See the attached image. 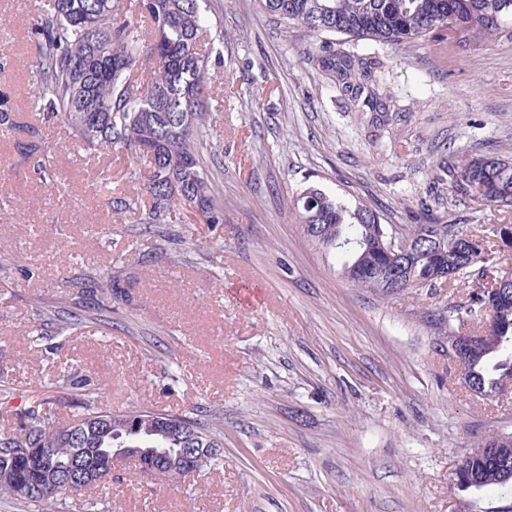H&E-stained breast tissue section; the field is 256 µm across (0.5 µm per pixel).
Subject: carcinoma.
<instances>
[{
	"label": "carcinoma",
	"instance_id": "1",
	"mask_svg": "<svg viewBox=\"0 0 512 512\" xmlns=\"http://www.w3.org/2000/svg\"><path fill=\"white\" fill-rule=\"evenodd\" d=\"M261 13L313 36L340 34L351 41L372 40L387 45L432 42L444 26L460 30L458 44L474 39L495 40L512 22V0H257ZM204 0H46L36 19L39 35L33 70L37 103L49 118L68 126L76 150L100 147L143 155L148 168L139 171L151 207L143 213L146 224H163L177 207L191 200L205 224L224 222L217 202L204 149L217 155L209 125L213 110L209 93L211 55L201 49L200 34L207 27ZM336 78L354 101L370 99L383 91L382 83L364 59L342 55ZM0 129L17 137L15 145L44 180H54L56 146L46 142L38 126L20 117L0 100ZM448 196L474 213L496 204L512 211V159L494 153L465 156L445 162ZM108 204L118 213L134 209L125 189L104 185ZM303 232L311 245L339 263L341 275L357 288L389 294L405 288H431L448 267H457L452 281L473 284L462 306L465 315L490 322L474 341L460 350L469 387L492 396L512 386V303L487 300L479 279L487 276V249L474 250L463 234L440 217L420 211L423 223L411 226L415 236L406 264L411 277L397 285L386 278L382 244L389 224L375 209L348 205L310 185L293 198ZM445 237L438 250L435 235ZM93 292L104 309L119 293L110 276L93 279ZM54 336H72L96 317H80L64 310L40 312ZM78 412L60 422L54 401L44 400L24 412L16 432L0 434V471L12 456L19 457L17 471L0 475V495L33 512H57L59 503L87 490L98 491L99 504L107 501L112 462L91 475L67 474L41 467L34 448L53 449L62 464L79 450L107 456L113 448L167 449L171 459L181 448L201 451L198 469L214 463L223 447L217 427L203 428L189 418L148 408L114 413L98 390L75 396ZM469 452L455 475L460 492L498 489L512 494V456L508 464L496 462L487 449L512 448V432L493 433ZM37 474L49 490L21 493L18 484ZM142 473L167 481L187 474L169 462Z\"/></svg>",
	"mask_w": 512,
	"mask_h": 512
}]
</instances>
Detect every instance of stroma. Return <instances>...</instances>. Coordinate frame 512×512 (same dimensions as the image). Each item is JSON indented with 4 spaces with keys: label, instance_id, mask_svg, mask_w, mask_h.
Listing matches in <instances>:
<instances>
[{
    "label": "stroma",
    "instance_id": "35a3bbf8",
    "mask_svg": "<svg viewBox=\"0 0 512 512\" xmlns=\"http://www.w3.org/2000/svg\"><path fill=\"white\" fill-rule=\"evenodd\" d=\"M39 0H0V98L39 111L31 69ZM223 42L211 56L207 161L220 224L178 208L143 224L106 204L104 182L131 198L126 153L75 155L62 123L65 191L36 175L0 133V431L25 408L61 397L62 377L111 387L113 411L147 407L216 425L223 459L156 489L133 462L112 471V512H488L497 498L460 492L457 464L483 437L512 431V390L473 395L448 356L444 322L473 332L445 283L378 295L348 283L312 248L291 208L313 184L412 224L420 204L463 232L489 235L502 214L439 200L432 145L512 158V37L413 49L332 44L261 15L256 0H207ZM316 60H309L310 45ZM350 51L381 60L395 114L383 148L368 141L372 107L354 108L322 63ZM107 273L123 290L89 329L32 337L69 280Z\"/></svg>",
    "mask_w": 512,
    "mask_h": 512
}]
</instances>
